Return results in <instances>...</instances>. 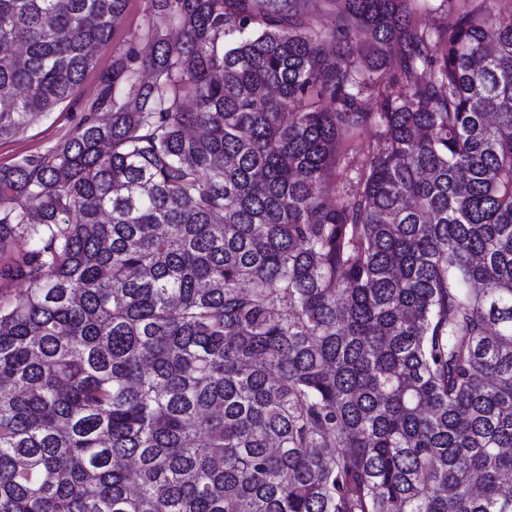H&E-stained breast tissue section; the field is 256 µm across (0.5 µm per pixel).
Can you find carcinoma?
Segmentation results:
<instances>
[{"label": "carcinoma", "instance_id": "carcinoma-1", "mask_svg": "<svg viewBox=\"0 0 512 512\" xmlns=\"http://www.w3.org/2000/svg\"><path fill=\"white\" fill-rule=\"evenodd\" d=\"M327 2L150 0L0 166V512H512V0ZM127 3L0 0V140ZM150 0H128L123 23L116 29L110 44L99 50L91 68L75 93L77 104L54 111L48 118H40L19 135L0 141V165H9L26 156L37 155L65 141L76 125L88 113L99 92L98 74L112 62V54L128 48H142L149 25Z\"/></svg>", "mask_w": 512, "mask_h": 512}]
</instances>
